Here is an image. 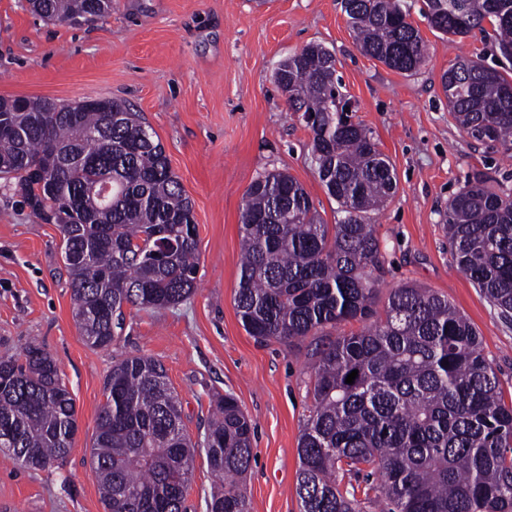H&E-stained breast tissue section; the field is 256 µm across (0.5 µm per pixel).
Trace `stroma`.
<instances>
[{
  "mask_svg": "<svg viewBox=\"0 0 512 512\" xmlns=\"http://www.w3.org/2000/svg\"><path fill=\"white\" fill-rule=\"evenodd\" d=\"M428 59L407 76L357 49L340 0H112L106 21L44 22L26 0H0V97L123 100L163 144L194 203L198 286L162 310L125 306L111 346L89 348L74 321L57 225L0 186V354L28 343L59 362L79 430L60 468L25 469L0 457V512H105L89 448L112 365L146 356L164 367L182 420L200 440L212 402L230 393L255 427L243 479L250 512H300L298 441L312 405L313 354L363 325L344 322L295 345L250 336L237 315L241 204L258 175L298 181L325 223L337 204L312 163L311 133L274 83L279 63L307 44L336 56V75L397 177V191L372 222L382 246L377 309L391 288H429L475 326L482 352L512 401V324L459 271L442 218L469 179L512 188V157L467 138L448 114L440 77L456 57L503 60L493 26L445 38L429 27L422 0H407Z\"/></svg>",
  "mask_w": 512,
  "mask_h": 512,
  "instance_id": "35a3bbf8",
  "label": "stroma"
}]
</instances>
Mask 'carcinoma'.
<instances>
[{"instance_id": "cac0c4a2", "label": "carcinoma", "mask_w": 512, "mask_h": 512, "mask_svg": "<svg viewBox=\"0 0 512 512\" xmlns=\"http://www.w3.org/2000/svg\"><path fill=\"white\" fill-rule=\"evenodd\" d=\"M46 21L83 13L104 21L112 0H28ZM365 56L412 75L427 46L405 0H342ZM429 27L455 37L497 31L512 62V0H427ZM274 82L289 110L313 116L311 153L337 203L327 224L290 175L268 171L241 210L237 314L260 341L290 344L357 320L314 365L313 404L299 441L301 512H364L336 472L379 474L386 512H512V404H506L479 334L448 298L413 284L374 309L381 245L371 224L397 190L393 166L372 131L352 120L329 49L311 44L278 65ZM448 112L473 140L512 151V79L459 57L441 75ZM72 104L0 97V178L56 224L61 256L86 344H112L123 307L161 310L197 288L198 234L191 199L145 118L124 103ZM53 113L51 123L40 118ZM444 229L458 269L512 322V190L476 177L448 201ZM358 371L353 383L345 380ZM90 449L106 512H187L196 455L221 484L209 512H249L242 485L252 459L251 420L227 393L203 440L186 432L164 367L145 356L112 365ZM78 431L75 401L57 361L35 344L0 354V437L15 464L51 470Z\"/></svg>"}]
</instances>
